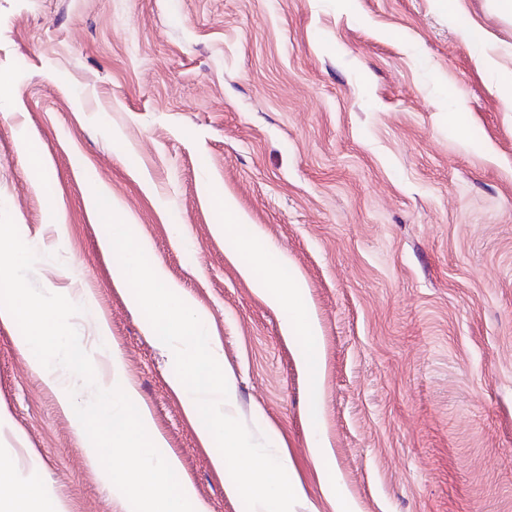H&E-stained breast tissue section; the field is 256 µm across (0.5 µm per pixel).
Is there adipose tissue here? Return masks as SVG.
<instances>
[{"instance_id": "ef3b65f1", "label": "adipose tissue", "mask_w": 512, "mask_h": 512, "mask_svg": "<svg viewBox=\"0 0 512 512\" xmlns=\"http://www.w3.org/2000/svg\"><path fill=\"white\" fill-rule=\"evenodd\" d=\"M239 271L252 288L271 305L287 313L284 334L299 344L302 368L312 381H319L322 363L315 346L317 323L305 306L306 284L298 271L278 255L254 249L249 239H241ZM42 495L40 485L30 475L0 466V512H35Z\"/></svg>"}]
</instances>
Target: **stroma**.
I'll return each instance as SVG.
<instances>
[{
  "label": "stroma",
  "mask_w": 512,
  "mask_h": 512,
  "mask_svg": "<svg viewBox=\"0 0 512 512\" xmlns=\"http://www.w3.org/2000/svg\"><path fill=\"white\" fill-rule=\"evenodd\" d=\"M459 7L485 46L441 0H0V208L42 243L33 283L90 299L71 320L87 350L105 318L209 512L245 506L113 279L95 193L194 303L231 416L306 491L293 512H332L328 486L350 512H512V17ZM219 195L303 276L319 385L232 263ZM19 334L0 323V460L35 470L42 512H131Z\"/></svg>",
  "instance_id": "stroma-1"
}]
</instances>
